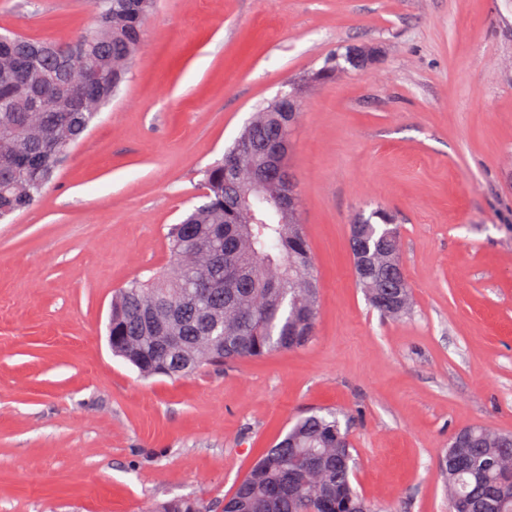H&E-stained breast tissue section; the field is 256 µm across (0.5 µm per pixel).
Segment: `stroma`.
Here are the masks:
<instances>
[{"label":"stroma","instance_id":"35a3bbf8","mask_svg":"<svg viewBox=\"0 0 512 512\" xmlns=\"http://www.w3.org/2000/svg\"><path fill=\"white\" fill-rule=\"evenodd\" d=\"M91 0H0V33L58 43ZM127 81L39 202L0 222V512H220L288 424L347 419L379 512H448L458 431L512 432V0H158ZM352 44L362 71L307 82ZM306 81L288 164L319 278L307 347L144 378L112 297L169 260L203 171ZM394 214L413 308L356 285L349 224ZM152 512H211V510L197 499L180 498L159 503Z\"/></svg>","mask_w":512,"mask_h":512}]
</instances>
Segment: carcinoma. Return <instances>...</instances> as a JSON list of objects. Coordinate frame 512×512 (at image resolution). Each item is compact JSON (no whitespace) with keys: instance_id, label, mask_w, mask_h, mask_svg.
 <instances>
[{"instance_id":"carcinoma-1","label":"carcinoma","mask_w":512,"mask_h":512,"mask_svg":"<svg viewBox=\"0 0 512 512\" xmlns=\"http://www.w3.org/2000/svg\"><path fill=\"white\" fill-rule=\"evenodd\" d=\"M93 27L67 46L81 66L85 50L91 110L112 100L127 78L144 37L155 0H93ZM36 39L22 34L0 44V221L33 206L52 181L59 163L88 127L86 112H28L26 93L37 71L53 69L56 59L30 60ZM284 112L264 107L255 113L224 158L203 171L205 202L169 227L170 269L148 281L128 282L112 297V354L145 377L178 379L219 358L226 363L308 346L318 314L316 275L305 230L284 223L288 180L243 196L270 162L265 146L289 137ZM362 233L349 236L354 266L375 265L356 283L381 315L397 318L406 308L397 290L411 297L407 281L395 288L391 260L400 252L394 218L383 210L357 214ZM180 336L169 349L159 337ZM346 432L340 413L315 410L298 418L284 437L254 464L222 512H373L353 484L356 468L350 447H336ZM468 448H448L439 461L452 512H512V446L502 434L469 432ZM153 512H211L203 502L180 498Z\"/></svg>"}]
</instances>
